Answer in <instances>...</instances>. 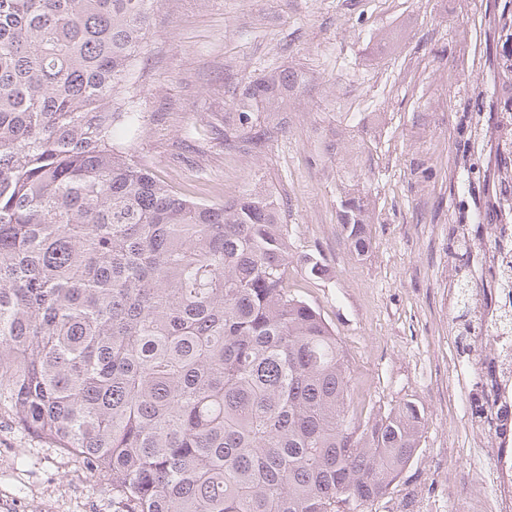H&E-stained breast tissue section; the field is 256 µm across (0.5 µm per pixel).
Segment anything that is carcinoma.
Here are the masks:
<instances>
[{
	"mask_svg": "<svg viewBox=\"0 0 512 512\" xmlns=\"http://www.w3.org/2000/svg\"><path fill=\"white\" fill-rule=\"evenodd\" d=\"M157 0H0V412L106 480L122 512H366L417 453L406 401L362 419L334 331L288 288V225L266 191L188 199L114 142ZM488 119L512 127V54ZM297 76L245 86L280 112ZM459 98L467 154L482 109ZM264 147L266 129L224 130ZM495 216L512 217V159ZM368 248L367 199L337 212ZM453 284L463 333L474 309Z\"/></svg>",
	"mask_w": 512,
	"mask_h": 512,
	"instance_id": "obj_1",
	"label": "carcinoma"
}]
</instances>
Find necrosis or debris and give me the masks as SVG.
Listing matches in <instances>:
<instances>
[{
  "label": "necrosis or debris",
  "instance_id": "1",
  "mask_svg": "<svg viewBox=\"0 0 512 512\" xmlns=\"http://www.w3.org/2000/svg\"><path fill=\"white\" fill-rule=\"evenodd\" d=\"M495 274L478 316L481 338L489 340L488 356L454 366L458 378L487 390L482 402V426L473 428L475 448L490 455L493 467L473 468L471 478L485 488L479 512H512V224L492 227Z\"/></svg>",
  "mask_w": 512,
  "mask_h": 512
}]
</instances>
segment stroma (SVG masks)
Here are the masks:
<instances>
[{
    "label": "stroma",
    "instance_id": "35a3bbf8",
    "mask_svg": "<svg viewBox=\"0 0 512 512\" xmlns=\"http://www.w3.org/2000/svg\"><path fill=\"white\" fill-rule=\"evenodd\" d=\"M505 0L439 14L433 0H160L132 63L140 121L134 156L188 198L221 202L254 186L282 208L294 255L326 266L288 268V286L317 308L348 357L357 411L414 402L419 450L371 512H476L468 477L470 419L449 399L451 362L480 359L487 342L459 335L450 288L458 225L492 188H454L457 126L437 65L489 81L472 67L487 48L489 15ZM453 53L438 57L440 44ZM295 72L300 92L270 123L261 151L224 143L239 126L236 99L270 70ZM424 164L417 177L414 164ZM373 209L371 244L352 251L336 216L348 193ZM456 482H449V469ZM100 475L0 414V512H119Z\"/></svg>",
    "mask_w": 512,
    "mask_h": 512
}]
</instances>
